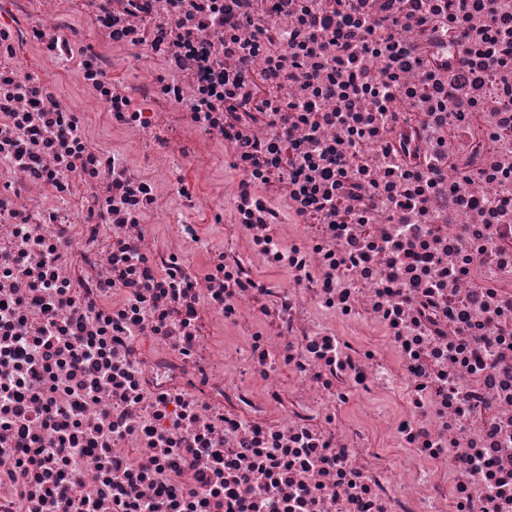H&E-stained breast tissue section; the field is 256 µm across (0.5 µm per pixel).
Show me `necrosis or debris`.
<instances>
[{
    "mask_svg": "<svg viewBox=\"0 0 512 512\" xmlns=\"http://www.w3.org/2000/svg\"><path fill=\"white\" fill-rule=\"evenodd\" d=\"M456 2L0 0V512H512V0Z\"/></svg>",
    "mask_w": 512,
    "mask_h": 512,
    "instance_id": "4bbe7bcc",
    "label": "necrosis or debris"
}]
</instances>
